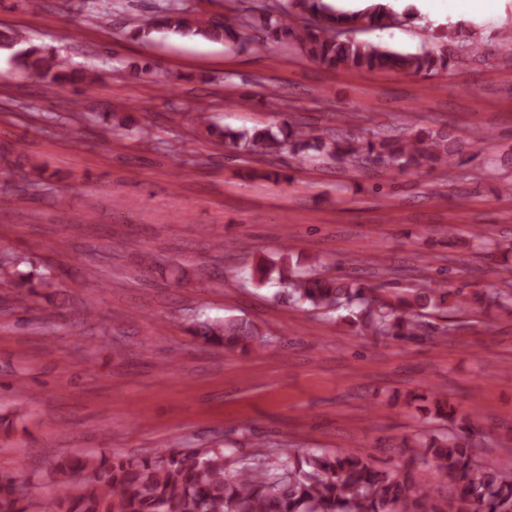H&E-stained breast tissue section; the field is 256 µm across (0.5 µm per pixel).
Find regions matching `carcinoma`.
<instances>
[{"label":"carcinoma","instance_id":"1","mask_svg":"<svg viewBox=\"0 0 512 512\" xmlns=\"http://www.w3.org/2000/svg\"><path fill=\"white\" fill-rule=\"evenodd\" d=\"M399 17L388 4L377 3L354 16L334 15L322 0H280L251 22L235 14L204 18L178 0H161L156 23L133 27L129 35L144 38L165 30L224 42L248 30L243 43L257 51L292 47L305 59L326 68L352 72L396 71L430 75L448 66L440 49L401 53L377 44L345 38L339 28L359 21L367 27H385ZM7 31L0 32V48L12 51L11 61L31 77L52 83H76L91 88L96 71H70L38 47L15 49ZM197 123L218 144L245 154L275 156L287 150L303 158L311 150L339 161L375 159L402 174L412 165H455L458 151L439 138L420 135L364 138L341 135L323 139L303 125H283L236 131L210 122L206 112ZM316 259L306 271L288 266V248L280 263L261 261L251 269L257 285L277 281V297L292 306L334 312L355 335L380 340L415 341L430 332L451 331L462 319L483 307L512 311V284L492 292L452 291L427 280L411 288L369 286L357 279L324 276ZM0 278L34 294L50 286L49 278L28 258L0 262ZM201 335L226 351H248L267 342L255 323L243 318L200 324ZM426 416L447 422L454 431H423L415 435L420 449L409 462L385 469L369 456L341 450L313 448L301 455L290 448L273 453L256 444L254 464H234L229 448H170L152 455L97 458L58 468L86 471L65 496L41 501L9 475L0 476V512H512V464L477 458L475 430L460 416L437 386L429 389ZM432 464L454 482L443 504L414 478L412 468Z\"/></svg>","mask_w":512,"mask_h":512}]
</instances>
